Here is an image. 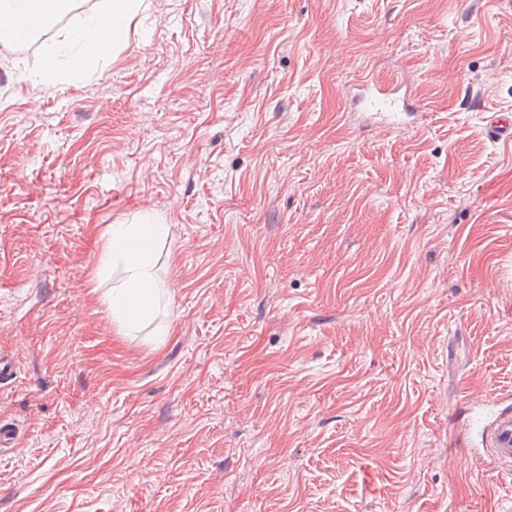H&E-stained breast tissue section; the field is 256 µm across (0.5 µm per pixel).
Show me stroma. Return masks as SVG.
I'll list each match as a JSON object with an SVG mask.
<instances>
[{
	"label": "stroma",
	"mask_w": 512,
	"mask_h": 512,
	"mask_svg": "<svg viewBox=\"0 0 512 512\" xmlns=\"http://www.w3.org/2000/svg\"><path fill=\"white\" fill-rule=\"evenodd\" d=\"M149 2L54 87L0 46V512H512L450 440L512 399V0ZM144 210L131 332L97 260ZM365 85L374 90V95L369 100L370 107L376 111L387 130L398 128L403 119H398V114H408V104L404 98L396 96L395 88H389L375 82L373 79L364 80ZM487 133L493 141L512 142V114L493 112L487 117ZM168 234V224L152 211L139 213L134 224H110L104 233L98 268L103 271L112 267L113 272L120 271L121 277L103 295V301L112 317L128 330L154 312L160 280L154 256Z\"/></svg>",
	"instance_id": "stroma-1"
}]
</instances>
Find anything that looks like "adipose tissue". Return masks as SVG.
Listing matches in <instances>:
<instances>
[{"label":"adipose tissue","mask_w":512,"mask_h":512,"mask_svg":"<svg viewBox=\"0 0 512 512\" xmlns=\"http://www.w3.org/2000/svg\"><path fill=\"white\" fill-rule=\"evenodd\" d=\"M72 0H0V44L15 43L18 33L32 35L52 30L43 65L31 74L32 82L58 84L65 64L97 70L110 51L127 45L133 20L147 8L145 0H96L94 6L70 24L56 27V18L69 10ZM169 226L158 213H139L134 223L109 225L98 259L99 269L112 268L121 277L103 296L112 316L123 327L135 329L150 317L158 299L159 274L154 256L166 241Z\"/></svg>","instance_id":"ef3b65f1"}]
</instances>
